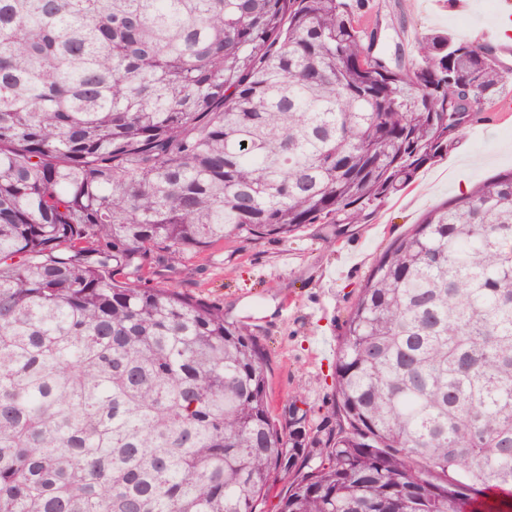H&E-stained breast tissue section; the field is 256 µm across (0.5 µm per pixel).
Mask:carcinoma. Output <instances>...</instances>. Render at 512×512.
<instances>
[{
  "label": "carcinoma",
  "mask_w": 512,
  "mask_h": 512,
  "mask_svg": "<svg viewBox=\"0 0 512 512\" xmlns=\"http://www.w3.org/2000/svg\"><path fill=\"white\" fill-rule=\"evenodd\" d=\"M366 0H0V512H467L512 496V170L430 210L345 321L335 422L144 288L229 237L366 224L512 73Z\"/></svg>",
  "instance_id": "obj_1"
}]
</instances>
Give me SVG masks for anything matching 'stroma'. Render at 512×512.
<instances>
[{"label":"stroma","instance_id":"obj_1","mask_svg":"<svg viewBox=\"0 0 512 512\" xmlns=\"http://www.w3.org/2000/svg\"><path fill=\"white\" fill-rule=\"evenodd\" d=\"M385 56L410 64L418 39L442 33L482 45L512 0H372ZM512 169V85L468 126L447 154L391 196L366 224L337 230L313 224L286 238H231L187 253L169 274L149 273L147 288L176 287L224 309L261 344L268 400L281 418L293 397L312 426L335 410L334 366L344 322L374 265L390 245L433 207Z\"/></svg>","mask_w":512,"mask_h":512}]
</instances>
